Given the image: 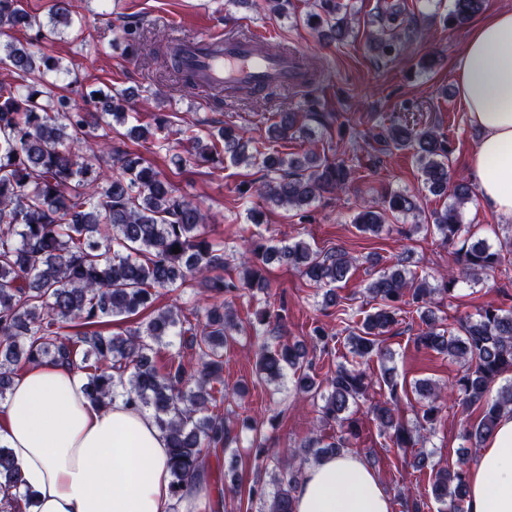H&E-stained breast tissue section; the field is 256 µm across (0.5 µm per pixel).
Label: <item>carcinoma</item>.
I'll list each match as a JSON object with an SVG mask.
<instances>
[{"label":"carcinoma","mask_w":512,"mask_h":512,"mask_svg":"<svg viewBox=\"0 0 512 512\" xmlns=\"http://www.w3.org/2000/svg\"><path fill=\"white\" fill-rule=\"evenodd\" d=\"M483 0H453L446 16L450 25H462L478 14ZM48 24L29 13L21 0H0V36L15 28L37 29L49 41L60 28L72 23L73 0H51ZM396 12L376 16L378 29L371 36L374 49L395 50L392 32ZM319 36L341 42L353 32L354 16L340 0H315L305 19ZM0 56V403L5 401L11 380L21 368L39 362L67 363L86 376L85 394L105 405L121 395L139 409L151 411L170 449L173 494L207 466L211 454L237 441L224 418V346L238 330L232 301L247 291L252 297L268 293L263 264L275 256L302 270L320 288L328 289L324 303L335 302L332 290L348 280L355 258L344 249L322 253L304 241L278 247L252 242L239 254L238 279L224 278L227 246L207 236L208 214L199 203L177 194L173 184L142 155L112 145L108 134L95 145L88 138L101 127L104 116L126 121L122 92H99L103 111H91L55 91L47 79L61 72L60 62L49 52L4 46ZM162 66L179 75L183 89L191 91L188 73L166 46ZM315 105L304 112H281L268 127L275 139L285 140L305 127V121H322ZM168 123L165 112L151 114V121L131 128L143 142L152 129ZM192 144L196 160L216 164L230 157L263 171V180L244 183L240 194L255 193L278 207L309 212L316 200L333 197L349 188L354 169L344 158L329 159L314 150L287 157L279 152L247 153L251 138L231 126L200 137L194 126L180 130ZM379 142L396 150L411 149L433 193H450L451 204L433 213L432 228L443 244L455 247L454 265L430 282L397 265L378 271L366 292L380 308L352 326L347 310L336 311L344 327L336 331L317 325L313 346L320 351L344 342L359 359L388 355L382 336L398 323L407 306L421 321L414 344L444 353L462 364L463 371L444 390L423 381L419 392L429 399L422 414L409 424L398 414L399 394L392 372L381 381L388 397L370 406L380 433L396 448L425 445L447 399L466 411L482 408V418L463 431L464 440L481 447L491 437L504 414H512V384L488 398L490 386L512 372V310L487 305L477 317L459 319L458 334L438 328L432 309L435 296L448 295L468 276L494 272L500 251L483 239L462 238L461 209L475 194L464 180L452 181L448 173L450 145L447 135L434 126L392 123L378 133ZM419 209L418 196L392 192L373 201L354 218L359 231L377 234L388 215H407ZM180 247L181 252L172 253ZM195 281L202 288L204 306L183 310L169 307L125 334L98 330L117 316L130 317L151 307L153 290L177 289ZM280 314L269 302L255 307L248 320L256 329L277 321ZM69 333H63V329ZM179 347L196 357L194 371L181 362L159 367L152 360L155 347ZM257 373L269 381L292 374L295 388L317 395L321 384L312 373L313 360L303 341L284 344L281 339L262 343L256 354ZM321 395V421L337 422L341 434L326 442L310 437L302 448L289 450L277 460L268 493L262 485L249 489V501L258 500L262 512H293V502L303 469L311 461L340 454L360 432L345 425L344 413L374 389L377 381L355 364L340 365L325 379ZM18 468L10 451L0 446V488L17 483ZM468 470L461 466L438 470L432 492L446 512H464L468 495Z\"/></svg>","instance_id":"cac0c4a2"}]
</instances>
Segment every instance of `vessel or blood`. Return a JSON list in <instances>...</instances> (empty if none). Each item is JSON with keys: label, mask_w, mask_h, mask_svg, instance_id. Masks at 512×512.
I'll return each instance as SVG.
<instances>
[{"label": "vessel or blood", "mask_w": 512, "mask_h": 512, "mask_svg": "<svg viewBox=\"0 0 512 512\" xmlns=\"http://www.w3.org/2000/svg\"><path fill=\"white\" fill-rule=\"evenodd\" d=\"M275 36L269 27H252L242 33L206 30L177 34L176 45L199 93L237 86L254 91L271 85L301 87L309 79L306 55L293 49L269 53L267 46Z\"/></svg>", "instance_id": "obj_1"}]
</instances>
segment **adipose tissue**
<instances>
[{"label": "adipose tissue", "instance_id": "obj_1", "mask_svg": "<svg viewBox=\"0 0 512 512\" xmlns=\"http://www.w3.org/2000/svg\"><path fill=\"white\" fill-rule=\"evenodd\" d=\"M459 94L483 136L469 160L482 205L512 219V9L472 28L457 61ZM74 366L36 363L0 406V445L19 468L32 512H209L206 477L173 494L167 442L152 415L122 397L101 407ZM294 512H391L375 473L353 453L310 466ZM466 512H512V415L469 471Z\"/></svg>", "mask_w": 512, "mask_h": 512}]
</instances>
